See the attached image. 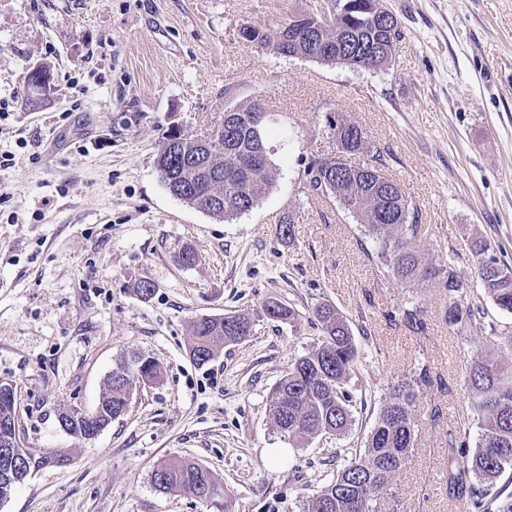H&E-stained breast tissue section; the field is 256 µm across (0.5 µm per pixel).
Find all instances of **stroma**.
<instances>
[{"mask_svg": "<svg viewBox=\"0 0 512 512\" xmlns=\"http://www.w3.org/2000/svg\"><path fill=\"white\" fill-rule=\"evenodd\" d=\"M382 2L402 38L376 74L238 37L333 0H0V156L11 158L0 165V381L15 388L19 445L49 457L0 512H210L154 486L155 465L180 458L217 475L226 512H303L337 454L364 446L392 385L424 368L444 385L417 389L414 446L376 512H465L446 477L450 435L478 439L469 369L491 353L512 361V347L485 343L481 325L512 336V314L484 295L467 244L484 237L512 263V0ZM36 62L55 76L38 105L26 84ZM255 99L274 114L279 176L254 209L220 222L173 197L154 159L170 126L203 135L225 107ZM330 113L382 152L418 208L422 260L453 269L477 329L448 328L441 290L384 275L363 225L308 191L306 163L336 153ZM143 280L147 299L134 291ZM270 300L296 319L265 318ZM323 302L360 352L353 424L339 439L288 438L268 393L317 344L310 319ZM417 306L424 331L386 318ZM234 312L253 318L252 336L197 365L191 322ZM132 352L158 360L162 379L92 439L61 429L59 414L92 412Z\"/></svg>", "mask_w": 512, "mask_h": 512, "instance_id": "35a3bbf8", "label": "stroma"}]
</instances>
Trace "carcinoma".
I'll return each instance as SVG.
<instances>
[{
  "label": "carcinoma",
  "mask_w": 512,
  "mask_h": 512,
  "mask_svg": "<svg viewBox=\"0 0 512 512\" xmlns=\"http://www.w3.org/2000/svg\"><path fill=\"white\" fill-rule=\"evenodd\" d=\"M342 11L308 13L305 24L319 28L318 40L311 41L300 30L291 40L283 23L257 35L258 46L276 55L299 56L322 64H341L368 71H383L392 62L400 41L397 19L383 25L388 17L381 0H334ZM263 104L253 100L230 107L236 130L232 140L224 126L214 124L205 140L220 139L222 149L203 152L202 141L191 135L182 139L180 127L164 134L154 165L167 191L188 206L219 220L228 221L251 211L275 184L278 168L270 158L267 142L255 140L252 126L265 123ZM330 130L339 138L338 151L345 154L341 164L316 158L305 168L308 190L332 195L363 224L378 245L384 273L403 284L423 283L448 295L445 321L460 332L474 325V306L464 304L467 291L450 268L426 264L416 250L419 231L418 209L406 197L400 184L384 173L380 152L358 162L349 156L364 153L363 129L338 115L327 118ZM469 248L478 259L479 284L501 310L512 313V265L497 256L492 243L475 236ZM265 317L276 321L295 320L293 309L279 301L263 306ZM321 327L319 343L300 357L272 388L268 416L281 434L305 437L328 434L344 436L351 429L355 396L348 389L357 362V347L346 319L330 303L313 311ZM254 320L244 314L233 321L223 316H203L190 326V355L206 364L224 345L247 339ZM138 364L137 374L128 368ZM163 367L153 359L133 354L121 360L109 375L98 405L86 417L69 422V432L86 439L91 431L120 418L128 409L134 389L157 382ZM429 372L400 380L390 389L389 401L379 413L364 449L344 458L332 479L308 497L305 512H373L372 501L405 465L414 440L411 405L415 388L430 386ZM468 386L477 399L479 439L469 446L467 437L452 435L448 446V490L466 500L469 512H512V493L496 489L497 478L512 469V363L488 356L475 362ZM16 438L15 403L0 393V441ZM155 486L163 492H186L210 502L223 512L224 487L205 466L192 460L162 461L153 470ZM24 481L11 460L0 457V501L8 499Z\"/></svg>",
  "instance_id": "carcinoma-1"
}]
</instances>
